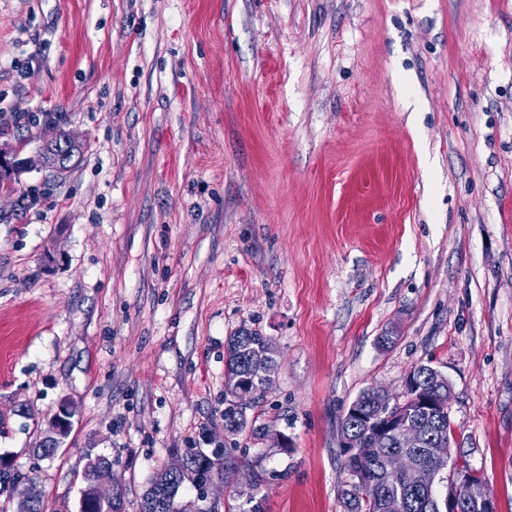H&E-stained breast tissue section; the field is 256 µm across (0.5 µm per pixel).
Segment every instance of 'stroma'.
I'll return each mask as SVG.
<instances>
[{
    "instance_id": "1",
    "label": "stroma",
    "mask_w": 512,
    "mask_h": 512,
    "mask_svg": "<svg viewBox=\"0 0 512 512\" xmlns=\"http://www.w3.org/2000/svg\"><path fill=\"white\" fill-rule=\"evenodd\" d=\"M59 128L80 164L0 194V456L49 512H79L86 451L139 512L207 446L233 512H345L347 408L420 363L512 512V0H0V143ZM244 327L279 368L228 436ZM276 356L277 349L272 339L258 330L241 328L227 339L224 361L225 434L236 435L248 425L246 412L234 409V392L241 386L262 389L265 386L263 374ZM70 406L67 401H61L57 411L48 420V429L46 434L52 437L57 443H60L70 428Z\"/></svg>"
}]
</instances>
